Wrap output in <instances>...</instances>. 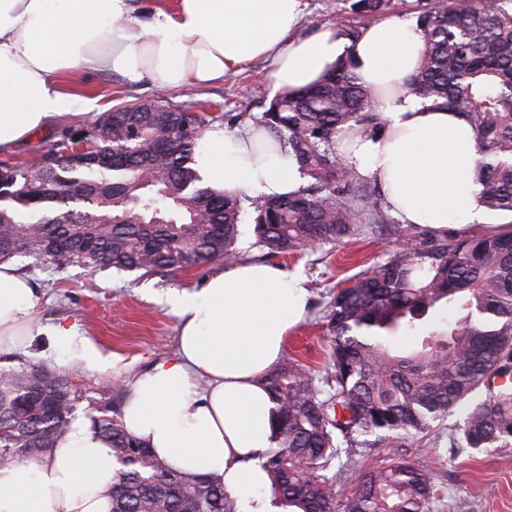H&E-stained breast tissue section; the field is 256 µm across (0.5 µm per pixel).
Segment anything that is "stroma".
<instances>
[{"mask_svg":"<svg viewBox=\"0 0 512 512\" xmlns=\"http://www.w3.org/2000/svg\"><path fill=\"white\" fill-rule=\"evenodd\" d=\"M302 20L296 37L305 38L324 26H335L337 18L359 22L354 0H303ZM68 93L91 90L99 98V111L67 115L48 130L20 144L6 154L7 162H37L41 155L60 141L63 135L86 134L103 113L153 99H162L175 108L199 102H213V115L228 129L256 121L274 100L270 67L265 61L250 63L225 77L223 82L191 89L158 91L149 79L130 83L109 74L92 73L81 83L64 81ZM254 213L245 209L239 225L240 234L234 260L274 262L301 275L311 297L303 320L288 335L283 364H299L314 375H322L329 342L327 315L337 288L345 286L371 264L392 249L393 235H370L362 239L343 238L333 244H315L290 254L270 256L258 246L253 232ZM19 267L29 274L44 293L42 314L45 324L75 327L90 339L106 358L101 371L67 367L65 353L48 355L49 339L42 329H34L31 346L22 351V359L45 361L67 372L79 395L77 408L103 415L112 409V391L127 386L131 378L157 362L175 357L178 324L164 304V296L174 290L200 287L215 268L204 265L174 274L94 272L80 263L60 269L46 262L21 259ZM464 407H456L444 419L433 422L429 431L416 436L399 435L398 447L381 444L349 449L337 461L336 492L350 496L362 467L382 465L393 458H403L432 473L450 512H512V447L495 452L465 449L451 453L448 435L461 425Z\"/></svg>","mask_w":512,"mask_h":512,"instance_id":"35a3bbf8","label":"stroma"}]
</instances>
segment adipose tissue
<instances>
[{
    "label": "adipose tissue",
    "instance_id": "obj_1",
    "mask_svg": "<svg viewBox=\"0 0 512 512\" xmlns=\"http://www.w3.org/2000/svg\"><path fill=\"white\" fill-rule=\"evenodd\" d=\"M301 11L302 0H176L170 10H142L136 0H0V152L62 116L98 111L96 99L63 92L68 77L112 72L167 90L214 84L268 59L281 94L318 83L347 58L383 121L376 136L353 143L338 136L347 163L376 180L402 223L438 233L481 223L472 127L404 89L424 49L417 26L394 18L354 42L332 28L295 39ZM194 168L203 184L230 194L283 196L303 183L287 147L253 123L212 125L198 141ZM308 298L300 275L252 261L218 271L201 288L170 292L177 354L127 386L126 431L177 470L221 482L235 512H292L264 467L275 443L274 404L262 378L282 358ZM40 302L30 276L0 263V352L26 346ZM45 333L70 367L105 366L74 328L57 324ZM196 376L206 380L204 390L193 385ZM117 469L91 414L78 413L52 454L0 464V512H111Z\"/></svg>",
    "mask_w": 512,
    "mask_h": 512
}]
</instances>
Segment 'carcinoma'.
<instances>
[{
	"label": "carcinoma",
	"mask_w": 512,
	"mask_h": 512,
	"mask_svg": "<svg viewBox=\"0 0 512 512\" xmlns=\"http://www.w3.org/2000/svg\"><path fill=\"white\" fill-rule=\"evenodd\" d=\"M505 0H430L418 27L425 50L408 93L461 114L478 139L474 181L485 211L512 216V9ZM391 0H357L371 19ZM205 112L160 100L108 112L98 148L56 146L33 166L0 169V262L33 258L94 272H178L224 262L241 223V196L198 184L194 149ZM265 125L290 150L308 185L257 197L254 233L270 255L348 236L400 232L396 248L333 295L330 350L320 384L299 367L266 374L277 448L271 490L300 512H432L431 474L405 459L367 469L350 496L328 475L341 445L376 431L417 435L467 401L451 447H512V228L435 236L390 226L371 180L336 152V138L381 130L371 90L340 61L318 85L278 97ZM112 156V162L99 160ZM58 231L53 248L45 245ZM452 314L432 326L434 310ZM415 336L401 350L396 341ZM68 377L43 363L0 367V459L47 455L75 410ZM120 469L112 512H234L224 486L160 461L120 414L95 418Z\"/></svg>",
	"instance_id": "cac0c4a2"
}]
</instances>
